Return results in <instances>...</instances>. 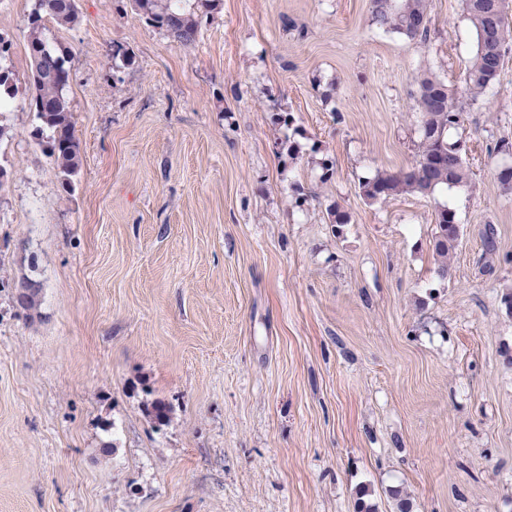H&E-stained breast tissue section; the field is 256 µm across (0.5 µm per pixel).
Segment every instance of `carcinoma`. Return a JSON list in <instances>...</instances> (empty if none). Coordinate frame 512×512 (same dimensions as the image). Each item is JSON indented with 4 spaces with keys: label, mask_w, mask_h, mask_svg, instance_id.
<instances>
[{
    "label": "carcinoma",
    "mask_w": 512,
    "mask_h": 512,
    "mask_svg": "<svg viewBox=\"0 0 512 512\" xmlns=\"http://www.w3.org/2000/svg\"><path fill=\"white\" fill-rule=\"evenodd\" d=\"M132 9L154 26L165 30L189 48L197 41L199 11L215 9L219 0H130ZM498 0H463L464 10L475 35V51L467 68L465 84L456 90L430 69L418 77L415 110L419 127L418 153L405 169L382 173L360 184L363 197L385 202L403 194L428 196L468 184L470 169L459 141L448 139V131L459 125L458 99L473 101L483 96L500 79L506 53L512 49V17L500 14ZM373 23L385 32L397 33L409 42L426 41L430 23V0H370ZM79 17L77 0H35L28 17L30 57L28 106L38 121L37 134L68 187L82 165L80 141L70 100L65 89L69 80L70 52L47 36L45 20L59 26L73 24ZM455 211L447 204L437 207L433 252L438 273L448 276L451 255L459 234Z\"/></svg>",
    "instance_id": "1"
}]
</instances>
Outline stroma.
<instances>
[{
  "label": "stroma",
  "mask_w": 512,
  "mask_h": 512,
  "mask_svg": "<svg viewBox=\"0 0 512 512\" xmlns=\"http://www.w3.org/2000/svg\"><path fill=\"white\" fill-rule=\"evenodd\" d=\"M32 7L0 0V165L17 170L0 191V512H512V155L494 150L512 143V52L448 132L470 184L372 203L360 182L416 158L420 72L463 85L462 0H431L423 45L379 30L370 0H220L192 49L129 0H79L50 27L83 158L66 191L27 107ZM446 201L462 236L443 278ZM456 227H458L460 233V224L456 219L455 211L448 203L438 206L435 215L433 252L438 262V273L441 277H447L448 275V262H450L459 239Z\"/></svg>",
  "instance_id": "obj_1"
}]
</instances>
